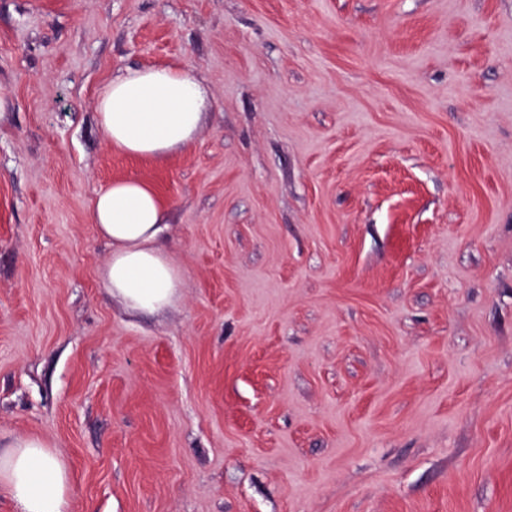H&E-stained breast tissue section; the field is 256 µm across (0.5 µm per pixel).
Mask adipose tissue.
<instances>
[{"label": "adipose tissue", "mask_w": 512, "mask_h": 512, "mask_svg": "<svg viewBox=\"0 0 512 512\" xmlns=\"http://www.w3.org/2000/svg\"><path fill=\"white\" fill-rule=\"evenodd\" d=\"M106 143L136 159H162L189 147L206 116L201 81L189 69L129 68L95 102ZM90 222L112 251L103 268L105 287L133 311H159L178 297L180 276L157 246L165 231V205L140 178L112 181L97 193ZM0 489L16 512H67L69 473L43 439L12 440L0 451Z\"/></svg>", "instance_id": "obj_1"}]
</instances>
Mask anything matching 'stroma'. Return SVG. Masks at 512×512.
I'll return each instance as SVG.
<instances>
[{
    "instance_id": "35a3bbf8",
    "label": "stroma",
    "mask_w": 512,
    "mask_h": 512,
    "mask_svg": "<svg viewBox=\"0 0 512 512\" xmlns=\"http://www.w3.org/2000/svg\"><path fill=\"white\" fill-rule=\"evenodd\" d=\"M193 69L160 161L94 103ZM0 442L68 512H512V0H0ZM169 205L179 298L105 288L97 191ZM106 143L136 159H162L189 147L206 116L201 81L191 69L127 68L95 102ZM0 451V489L16 512H68L69 473L40 437L15 439Z\"/></svg>"
}]
</instances>
